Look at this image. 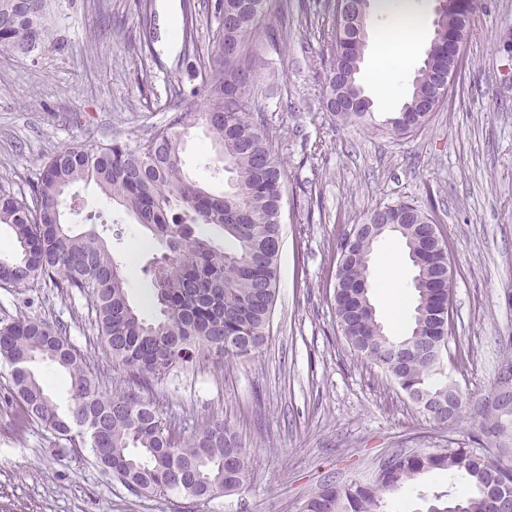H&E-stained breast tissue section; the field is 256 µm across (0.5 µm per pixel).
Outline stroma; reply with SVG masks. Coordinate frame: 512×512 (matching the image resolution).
<instances>
[{
	"label": "stroma",
	"mask_w": 512,
	"mask_h": 512,
	"mask_svg": "<svg viewBox=\"0 0 512 512\" xmlns=\"http://www.w3.org/2000/svg\"><path fill=\"white\" fill-rule=\"evenodd\" d=\"M66 15L55 47L37 59L0 52V186L29 191L44 161L81 143L149 139L171 113L200 108L190 96L210 60L214 0H194L195 44L180 43L185 0H61ZM411 58L384 60L398 74L382 95L370 61L385 30H369L358 75L373 102L371 120L343 122L322 106L327 62L318 38L333 0H268L280 37L257 46L254 100L282 161L286 195L278 299L265 345L248 360L172 371L142 397L162 410L177 437L214 416L228 420L254 458L247 490L210 501L178 494L137 497L99 468L90 449L72 451L25 420L0 361V512H301L324 483L363 481L388 453L465 442L473 427L438 426L336 325L337 245L384 204L434 210L449 245L454 277L449 379L472 398L489 390L512 353V0H482L451 93L416 134L399 138L386 123L411 91L434 38V0ZM203 126L181 150L186 174L214 192L228 175ZM74 233H101L127 258L129 299L156 313L148 268L162 247L95 183L72 189ZM61 325L101 387L134 390L113 365L84 296L51 284L0 285V326L20 320ZM465 479L428 473L404 485L388 512H426L433 493L457 495Z\"/></svg>",
	"instance_id": "obj_1"
}]
</instances>
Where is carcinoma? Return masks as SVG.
I'll list each match as a JSON object with an SVG mask.
<instances>
[{
    "label": "carcinoma",
    "mask_w": 512,
    "mask_h": 512,
    "mask_svg": "<svg viewBox=\"0 0 512 512\" xmlns=\"http://www.w3.org/2000/svg\"><path fill=\"white\" fill-rule=\"evenodd\" d=\"M267 0H215L218 20L211 57L199 72L191 95L203 96L195 111L173 113L143 143L68 146L43 163L36 184L25 195L0 188V224L15 235L13 254L0 256V281L26 287L50 281L89 300L94 325L112 362L130 379L148 386L175 368L201 362L222 365L254 355L264 345L278 296L282 242L284 174L252 91L260 58L249 42L276 38L267 23ZM346 24L331 21L322 41L331 45L323 106L342 121L371 117V102L360 98L357 75L364 45L353 23L366 21L351 0ZM462 0H448L443 28L458 27ZM62 19L59 0H0V51L30 57L56 43L53 22ZM448 38L433 39L412 91L389 131L410 136L425 126L439 102L438 76L448 72ZM204 126L218 149L224 170L234 174L230 189L214 193L181 168L184 134ZM93 182L147 228L165 247L152 265L159 316L143 317L128 299L123 264L96 233L74 235L64 222L67 192ZM216 226L235 242L227 249L180 222ZM379 230L359 236L342 254L334 286L337 326L351 348L381 368L406 395L451 396L453 416L425 404L427 417L454 426L469 417L467 440L442 451L392 452L371 479L327 483L306 499L302 512H385L386 496L428 472L464 475L471 491L451 499L434 495L427 512H493L489 486L512 485V408L497 403L470 407L471 398L445 379L448 353V246L429 237L433 213L408 201L375 209ZM388 233L400 236L414 268L416 300L408 334L395 339L376 318L370 288L374 245ZM0 358L11 366L13 396L25 418L71 447L91 449L96 462L138 496L182 494L210 501L248 486L253 459L234 429L222 419L203 424L190 437L176 438L156 405L133 392H104L65 329L43 321L17 320L0 327ZM49 363L70 379L69 402L62 406L48 392L36 365Z\"/></svg>",
    "instance_id": "1"
}]
</instances>
